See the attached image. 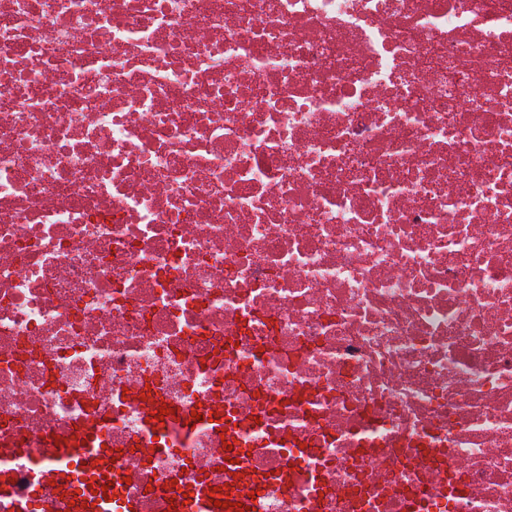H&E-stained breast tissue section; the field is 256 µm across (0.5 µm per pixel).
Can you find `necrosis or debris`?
<instances>
[{
	"label": "necrosis or debris",
	"instance_id": "1",
	"mask_svg": "<svg viewBox=\"0 0 512 512\" xmlns=\"http://www.w3.org/2000/svg\"><path fill=\"white\" fill-rule=\"evenodd\" d=\"M87 442L142 512H512V0H0L27 512ZM262 484V478L257 475L237 477L231 480L228 488H225L224 494L219 496H191L188 499H172L170 502V512H246V506H249L252 490L256 491ZM230 495V498H227ZM213 499V502H210ZM188 500V504H184ZM227 502V508L215 507L214 501ZM228 502L234 503V508L228 505ZM235 503L242 504V507L235 506ZM174 504L175 509L171 508Z\"/></svg>",
	"mask_w": 512,
	"mask_h": 512
}]
</instances>
